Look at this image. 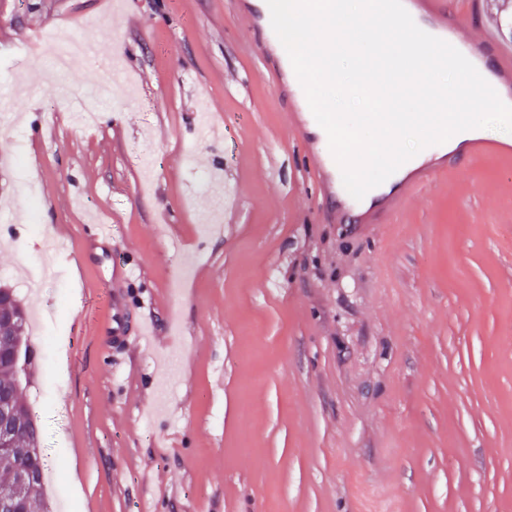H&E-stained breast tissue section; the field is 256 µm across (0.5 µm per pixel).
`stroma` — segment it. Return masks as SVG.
Returning a JSON list of instances; mask_svg holds the SVG:
<instances>
[{
	"mask_svg": "<svg viewBox=\"0 0 512 512\" xmlns=\"http://www.w3.org/2000/svg\"><path fill=\"white\" fill-rule=\"evenodd\" d=\"M237 2L0 0V284L44 329L49 512H512L506 162L332 222ZM456 2L512 47L496 0ZM56 28L98 52L53 69ZM116 260L145 286L113 293ZM119 309L152 336L113 341Z\"/></svg>",
	"mask_w": 512,
	"mask_h": 512,
	"instance_id": "obj_1",
	"label": "stroma"
}]
</instances>
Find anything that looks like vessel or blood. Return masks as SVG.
I'll list each match as a JSON object with an SVG mask.
<instances>
[{
	"label": "vessel or blood",
	"mask_w": 512,
	"mask_h": 512,
	"mask_svg": "<svg viewBox=\"0 0 512 512\" xmlns=\"http://www.w3.org/2000/svg\"><path fill=\"white\" fill-rule=\"evenodd\" d=\"M403 5L419 28L451 42L470 62L494 56L495 67L486 74V81L512 91V53H503L488 35H466L451 10L449 0H403ZM241 18L244 28L262 32L259 52L275 55L278 60L277 76L280 82L287 85L292 102L291 111L285 115L286 123L304 148L307 163L318 178V195L340 200L341 206L336 212L337 223L374 224L378 221L379 212L396 214L417 189L432 184L434 175L446 168L449 156L447 144L432 146L427 159L403 163L395 172L394 184L383 183L375 187L373 200L354 199L343 184L340 167L325 140L322 127L310 110L290 58L272 29L268 6L245 0ZM463 137L470 157L502 158L506 155L499 140L484 137L477 130H466Z\"/></svg>",
	"instance_id": "1"
}]
</instances>
